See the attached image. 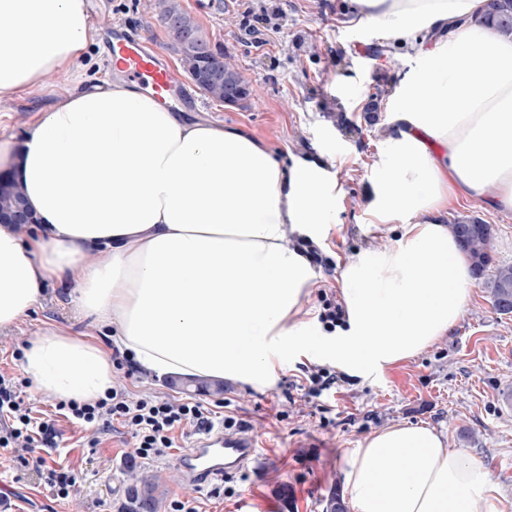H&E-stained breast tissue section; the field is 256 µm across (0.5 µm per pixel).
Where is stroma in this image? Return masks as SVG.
Instances as JSON below:
<instances>
[{
  "instance_id": "1",
  "label": "stroma",
  "mask_w": 512,
  "mask_h": 512,
  "mask_svg": "<svg viewBox=\"0 0 512 512\" xmlns=\"http://www.w3.org/2000/svg\"><path fill=\"white\" fill-rule=\"evenodd\" d=\"M155 0H92L101 29L130 30L146 39L189 85ZM213 47L233 55L251 94L226 105L201 90L182 115L239 128L268 146L284 162L304 158L335 172L339 198L334 222L316 250L318 280L303 309L320 343L328 341L320 321L323 298L337 299L342 286L339 261L372 240L367 206L372 164L388 117L366 112L371 95L388 103L409 59L402 48L376 55L386 45L375 24L360 19L355 0H179ZM55 86H47L8 106H0V134H20L30 112L48 106ZM474 216L493 225L495 263L512 264V212L491 209L482 198L451 202L444 223ZM73 314L46 291L32 320L0 334V374L22 378L18 349L31 331L46 323L71 324ZM319 346L289 351L273 387L225 383L220 396L201 403L234 421V431L256 441L257 461L230 471L201 489L188 486L177 462L198 435L194 426L176 429L174 446L141 463L145 475L165 478L161 512L174 500L195 512H323L333 489L342 486L344 457L369 434L394 423L424 424L448 437V445L482 462L502 512H512V316L492 307L480 281H473L465 311L447 336L419 356L362 379L338 373L334 391L314 393L311 377L331 368ZM114 383L127 399L189 400L181 387L150 379L138 370L115 372ZM21 395L34 417L53 424L55 437L40 453L77 475L60 497L47 474L23 465L21 448L0 450V512H117L127 480L125 462L136 446L130 427L111 422L82 428L55 409L53 397L24 387ZM287 496H279L280 488Z\"/></svg>"
}]
</instances>
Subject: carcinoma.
I'll return each mask as SVG.
<instances>
[{"label": "carcinoma", "mask_w": 512, "mask_h": 512, "mask_svg": "<svg viewBox=\"0 0 512 512\" xmlns=\"http://www.w3.org/2000/svg\"><path fill=\"white\" fill-rule=\"evenodd\" d=\"M156 7L163 17L177 16L182 23L191 28H199L195 19L185 12L178 0H156ZM488 13L486 24L502 35H512V0H490L487 4ZM208 61V56L201 53L182 54L181 64L188 73L198 72ZM24 207L22 191L11 185L9 191H0V210L4 208ZM480 224L479 231L462 247L470 261L472 270L481 273L483 288L493 308L502 315L512 314V265L492 266L490 249L494 237L493 226L479 223L472 217H463L451 225L456 228L459 224ZM129 474V484L125 490V500L118 507V512H158L162 500L159 493V482L155 477H149L139 472L138 464L130 459L126 462Z\"/></svg>", "instance_id": "carcinoma-1"}]
</instances>
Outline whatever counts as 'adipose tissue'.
<instances>
[{
	"label": "adipose tissue",
	"mask_w": 512,
	"mask_h": 512,
	"mask_svg": "<svg viewBox=\"0 0 512 512\" xmlns=\"http://www.w3.org/2000/svg\"><path fill=\"white\" fill-rule=\"evenodd\" d=\"M356 3L414 51L388 103L369 202L376 232L400 236L341 264L346 328L327 354L366 377L423 353L463 315L472 277L441 220L449 202L484 196L512 210V38L478 25L487 0ZM96 37L90 0H0V104L62 82L21 135H0V174L36 219L0 223V333L52 288L114 343L38 328L21 360L38 391L105 398L116 348L148 377L269 387L285 352L315 341L300 314L317 274L288 237L318 242L337 182L136 86L73 76ZM342 471L352 512H500L486 470L426 425L368 435Z\"/></svg>",
	"instance_id": "ef3b65f1"
}]
</instances>
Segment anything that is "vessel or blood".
I'll return each instance as SVG.
<instances>
[{"instance_id": "b4317fda", "label": "vessel or blood", "mask_w": 512, "mask_h": 512, "mask_svg": "<svg viewBox=\"0 0 512 512\" xmlns=\"http://www.w3.org/2000/svg\"><path fill=\"white\" fill-rule=\"evenodd\" d=\"M110 48L114 68L149 90L158 102L166 105L181 102V91L172 73L160 63L153 51L146 48L143 41L117 28L112 32ZM257 451L253 440L210 431L204 433L194 448L181 458L180 466L187 474L190 486L195 488L208 484L212 478L224 473L223 464H204L203 459L209 454L223 453L239 465L256 456Z\"/></svg>"}]
</instances>
